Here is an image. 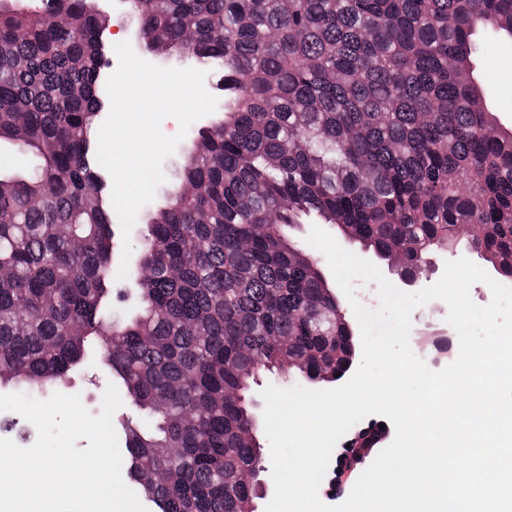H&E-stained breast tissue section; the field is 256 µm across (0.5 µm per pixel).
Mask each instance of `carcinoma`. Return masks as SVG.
<instances>
[{"instance_id":"carcinoma-1","label":"carcinoma","mask_w":512,"mask_h":512,"mask_svg":"<svg viewBox=\"0 0 512 512\" xmlns=\"http://www.w3.org/2000/svg\"><path fill=\"white\" fill-rule=\"evenodd\" d=\"M0 0V386L99 358L143 415L125 471L158 512H255L250 382L284 367L335 382L354 345L311 215L419 266L459 224L512 281V129L472 59L512 40V0H131L146 51L217 78L221 119L183 149L178 189L144 205L136 309L108 319L112 210L91 128L106 107L92 0ZM236 393L232 399L230 393ZM163 470L164 477L148 475Z\"/></svg>"}]
</instances>
